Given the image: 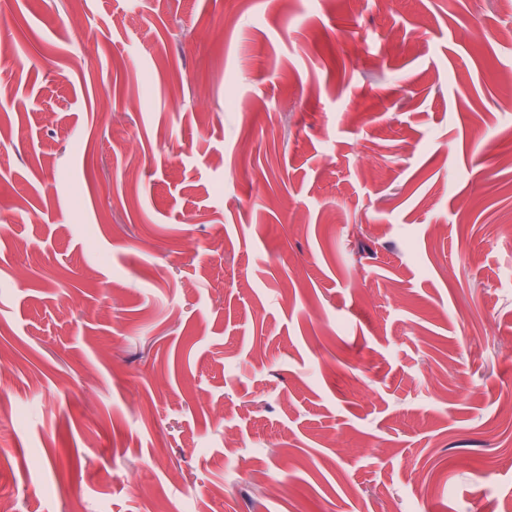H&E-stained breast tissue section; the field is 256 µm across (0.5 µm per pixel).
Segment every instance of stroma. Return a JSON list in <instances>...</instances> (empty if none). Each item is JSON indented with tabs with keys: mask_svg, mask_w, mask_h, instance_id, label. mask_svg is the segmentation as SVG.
<instances>
[{
	"mask_svg": "<svg viewBox=\"0 0 512 512\" xmlns=\"http://www.w3.org/2000/svg\"><path fill=\"white\" fill-rule=\"evenodd\" d=\"M510 80L512 0H0L13 512H512Z\"/></svg>",
	"mask_w": 512,
	"mask_h": 512,
	"instance_id": "stroma-1",
	"label": "stroma"
}]
</instances>
